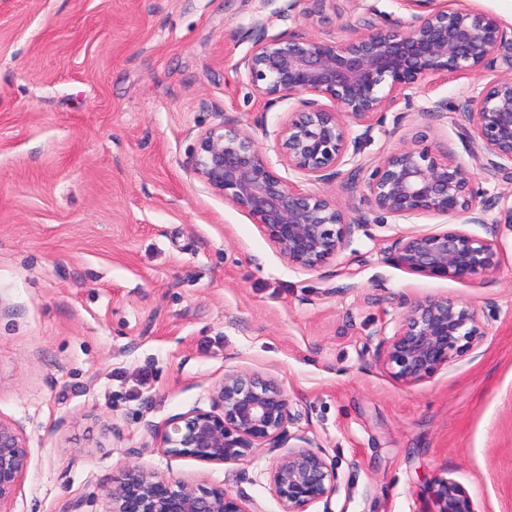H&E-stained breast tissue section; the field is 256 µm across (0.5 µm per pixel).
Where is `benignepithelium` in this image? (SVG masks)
I'll list each match as a JSON object with an SVG mask.
<instances>
[{
  "instance_id": "7a95c632",
  "label": "benign epithelium",
  "mask_w": 512,
  "mask_h": 512,
  "mask_svg": "<svg viewBox=\"0 0 512 512\" xmlns=\"http://www.w3.org/2000/svg\"><path fill=\"white\" fill-rule=\"evenodd\" d=\"M396 2L409 19L345 42L271 34L264 21H256L251 47L236 70L267 108L286 103L288 111L271 130L263 115L255 127L273 137L279 164L310 182L329 184L345 175L353 180L369 169L362 195L369 210L403 220L429 214L483 224L486 212L508 197L486 196L455 156L418 144L367 164L359 155L377 115L405 90L428 78L491 71L512 38L494 15L449 0ZM301 3L285 0L274 15L294 20L297 9L306 16ZM506 62L507 71L471 89L460 112L481 143L483 169L494 174H512V58ZM354 126L362 133L353 134ZM197 140L185 172L243 210L293 268L326 266L368 222L365 212L354 214L331 195L304 190L280 175L254 134L238 124L222 121ZM385 261L413 274L469 282L492 272L498 253L494 241L450 228L397 237ZM484 335L476 306L448 296L418 298L406 303L392 334L381 332L375 359L393 380L414 386ZM290 421L288 393L277 380L233 371L215 388L210 410L196 407L166 423L162 447L203 464L239 463L262 448H283L270 472L281 512H309L316 503L330 504L339 475L306 435L289 431ZM29 459L16 428L0 421V512H10ZM438 486L440 512H475L460 483L440 478ZM105 496L108 512H251L222 487L205 488L138 465L113 477Z\"/></svg>"
}]
</instances>
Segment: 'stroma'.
<instances>
[{
  "label": "stroma",
  "mask_w": 512,
  "mask_h": 512,
  "mask_svg": "<svg viewBox=\"0 0 512 512\" xmlns=\"http://www.w3.org/2000/svg\"><path fill=\"white\" fill-rule=\"evenodd\" d=\"M406 12L395 0H325L281 21L263 0H0V421L30 463L11 512H107L113 476L138 464L220 486L251 512H281L275 455L207 465L164 453L166 422L210 409L225 373L288 392L290 431L338 467L313 512H436L438 478L475 512H512V226L369 213L318 271L288 266L240 209L182 163L219 118L275 124L235 71L250 23L345 41ZM479 76L425 80L383 112L363 157L421 140L452 153L489 194L458 110ZM447 111L424 115L433 102ZM464 227L496 241L470 282L387 263L394 238ZM475 305L486 334L431 379L404 386L375 361L403 298Z\"/></svg>",
  "instance_id": "1"
}]
</instances>
